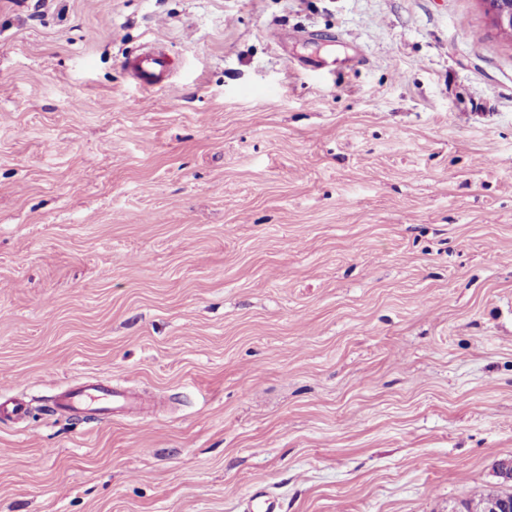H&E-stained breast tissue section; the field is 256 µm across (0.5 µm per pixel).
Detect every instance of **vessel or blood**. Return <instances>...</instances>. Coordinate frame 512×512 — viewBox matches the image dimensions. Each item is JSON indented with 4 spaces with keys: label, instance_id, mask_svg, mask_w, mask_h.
Wrapping results in <instances>:
<instances>
[{
    "label": "vessel or blood",
    "instance_id": "vessel-or-blood-1",
    "mask_svg": "<svg viewBox=\"0 0 512 512\" xmlns=\"http://www.w3.org/2000/svg\"><path fill=\"white\" fill-rule=\"evenodd\" d=\"M126 65L147 86L156 85L169 70L170 59L160 52H143L130 57ZM55 406L65 413L134 414L144 409V402L107 383H91L62 391Z\"/></svg>",
    "mask_w": 512,
    "mask_h": 512
}]
</instances>
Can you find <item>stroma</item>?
<instances>
[{"label": "stroma", "mask_w": 512, "mask_h": 512, "mask_svg": "<svg viewBox=\"0 0 512 512\" xmlns=\"http://www.w3.org/2000/svg\"><path fill=\"white\" fill-rule=\"evenodd\" d=\"M92 379L160 405L51 411ZM1 395L29 411L0 512L501 490L512 40L483 0H0ZM126 65L144 85L154 86L169 70L171 61L160 52H143L127 58Z\"/></svg>", "instance_id": "obj_1"}]
</instances>
